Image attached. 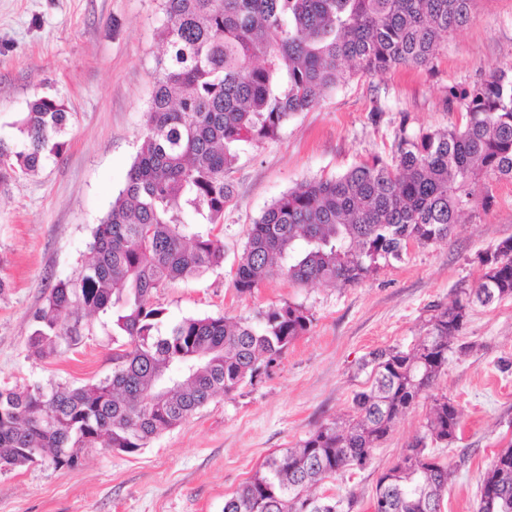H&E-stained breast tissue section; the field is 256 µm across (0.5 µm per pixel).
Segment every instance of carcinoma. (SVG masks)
Here are the masks:
<instances>
[{"instance_id": "obj_1", "label": "carcinoma", "mask_w": 512, "mask_h": 512, "mask_svg": "<svg viewBox=\"0 0 512 512\" xmlns=\"http://www.w3.org/2000/svg\"><path fill=\"white\" fill-rule=\"evenodd\" d=\"M474 0H161L157 59L140 146L124 187L88 244L75 279L59 280L34 315L30 352L54 355L81 335L78 311L110 317L126 337L112 374L80 386L0 387V470L44 454L77 464L81 448L134 453L179 426L213 397L236 392L277 361L311 324L285 303L254 325L189 317L161 328L152 295L224 261L212 234L187 232L183 214L221 224L234 195L224 178L242 142L279 136L297 113L356 75L422 67L441 39L466 26ZM466 122L409 134L401 128L391 161L374 156L343 174L311 179L283 193L252 224L234 288H258L277 265L299 284L352 286L411 245L446 240L487 176L512 181V68L460 95ZM68 122L66 106L37 97L18 123L20 148L0 139V182L36 171ZM482 275L446 305L405 351L369 352L368 386L353 415L332 421L271 455L230 497L224 512H352L356 499L318 497L312 487L365 468L399 419L448 365L473 306L512 298V239L478 257ZM461 412L433 400L423 432L399 460L398 481L377 486L378 512H441L453 471L430 446L457 439ZM478 512H512V445L488 464Z\"/></svg>"}]
</instances>
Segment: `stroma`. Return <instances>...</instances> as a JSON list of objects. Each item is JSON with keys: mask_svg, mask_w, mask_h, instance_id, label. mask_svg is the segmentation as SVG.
Segmentation results:
<instances>
[{"mask_svg": "<svg viewBox=\"0 0 512 512\" xmlns=\"http://www.w3.org/2000/svg\"><path fill=\"white\" fill-rule=\"evenodd\" d=\"M160 0H0V139L34 97L63 100L69 122L37 176L0 183V385L78 386L112 373L123 337L103 316H86L78 341L55 356H31L33 315L56 281L79 274L92 230L124 186L138 150L156 59L164 45ZM512 67V0H475L468 25L444 37L425 67L356 76L296 114L278 139L241 145L226 178L235 197L215 233L224 261L169 283L153 296L166 323L227 317L258 323L286 302L312 316L282 357L229 396L218 395L178 427L127 454L85 448L76 467L43 460L0 470V512H224V499L270 454L295 447L318 426L352 413L368 380L363 358L385 346L412 348L433 305L482 274L479 254L512 238V181L477 188L450 239L409 246L359 284L300 285L271 272L238 294L234 272L254 221L282 193L380 156L390 159L399 129H444L465 121L456 92ZM467 354L448 366L361 470L327 479L324 495L355 493L353 512H372L380 474L422 430L434 397L458 405L456 441L436 448L454 481L441 512H477L487 463L512 445V298L475 307L461 337Z\"/></svg>", "mask_w": 512, "mask_h": 512, "instance_id": "1", "label": "stroma"}]
</instances>
